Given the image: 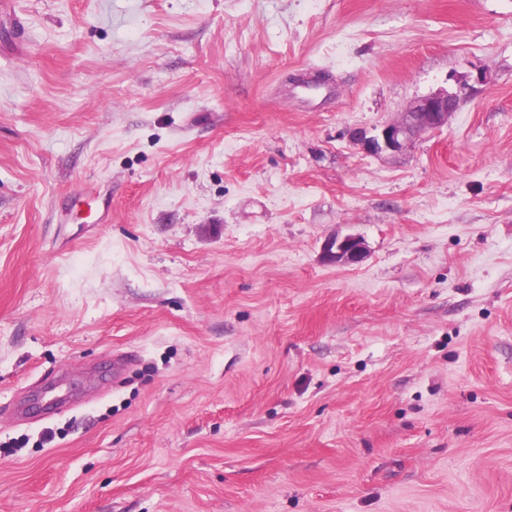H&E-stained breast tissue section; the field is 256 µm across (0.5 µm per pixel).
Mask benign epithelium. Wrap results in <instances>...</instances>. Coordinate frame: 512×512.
<instances>
[{"label":"benign epithelium","instance_id":"1","mask_svg":"<svg viewBox=\"0 0 512 512\" xmlns=\"http://www.w3.org/2000/svg\"><path fill=\"white\" fill-rule=\"evenodd\" d=\"M469 84L460 83L452 91L440 90L412 101L398 119L380 127L355 129L353 143L363 153L381 155L406 149L417 137L438 131L448 125L450 116L467 97ZM323 258L338 266L356 264L364 258L362 242L353 235H345L327 243Z\"/></svg>","mask_w":512,"mask_h":512}]
</instances>
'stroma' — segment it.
I'll use <instances>...</instances> for the list:
<instances>
[{"label":"stroma","instance_id":"stroma-1","mask_svg":"<svg viewBox=\"0 0 512 512\" xmlns=\"http://www.w3.org/2000/svg\"><path fill=\"white\" fill-rule=\"evenodd\" d=\"M0 512H512V0L0 6ZM470 89L467 82L452 91L440 90L412 101L395 121L371 129H354L353 143L363 153L381 155L406 149L417 137L438 131L448 124ZM323 258L327 263L336 266L356 264L364 258V248L362 242L353 235L336 237L327 243Z\"/></svg>","mask_w":512,"mask_h":512}]
</instances>
